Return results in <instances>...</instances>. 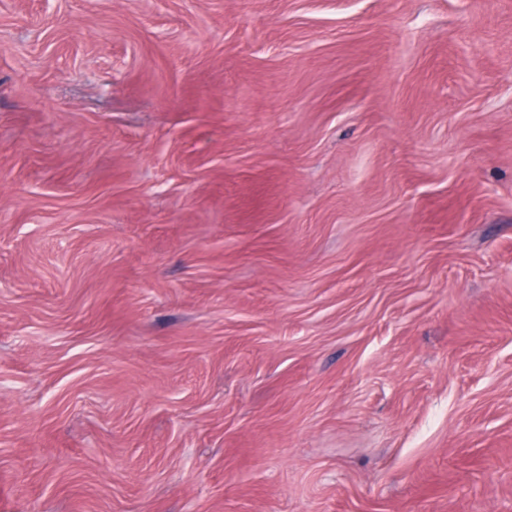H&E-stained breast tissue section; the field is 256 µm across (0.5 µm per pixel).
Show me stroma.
Returning <instances> with one entry per match:
<instances>
[{
  "label": "stroma",
  "instance_id": "obj_1",
  "mask_svg": "<svg viewBox=\"0 0 512 512\" xmlns=\"http://www.w3.org/2000/svg\"><path fill=\"white\" fill-rule=\"evenodd\" d=\"M0 512H512V0H0Z\"/></svg>",
  "mask_w": 512,
  "mask_h": 512
}]
</instances>
